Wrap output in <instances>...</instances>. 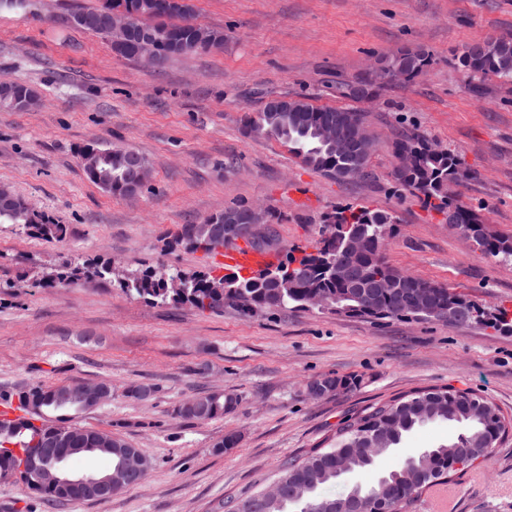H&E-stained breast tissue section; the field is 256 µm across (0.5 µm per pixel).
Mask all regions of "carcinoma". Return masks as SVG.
Segmentation results:
<instances>
[{
	"mask_svg": "<svg viewBox=\"0 0 512 512\" xmlns=\"http://www.w3.org/2000/svg\"><path fill=\"white\" fill-rule=\"evenodd\" d=\"M152 2L154 0H102L96 8L74 12L72 23L80 30L103 35V29L81 24L78 16L123 11L136 25L153 33L149 42L132 39L126 43L119 54L129 59L156 52L167 62L180 56L209 52L224 43L223 35L217 31L212 43L187 39L185 24L193 19L188 0L183 10L176 13L155 10ZM174 41L183 42V46L168 49ZM457 60L459 67L469 75H494L511 81L512 36L466 45ZM430 62L431 55L425 51L399 53L386 61L379 79L397 73L411 78L423 72ZM275 103L277 100L273 99L261 111L247 116L249 133L281 141L304 165L338 182L369 175L371 154L358 155L336 141V117L343 115L366 130L369 146H374L365 113L317 108L300 99H286L285 106L279 109L274 107ZM395 149L400 157V165L394 173L398 185L415 192L426 209L452 214L455 230L471 238L482 254L502 263H512V237L491 232L473 211L447 196L448 183L467 176L458 152L431 143L418 134L400 139L395 143ZM82 152L97 154V165L85 170V174L99 189L112 196L133 195L139 182V168L149 167L143 155L126 147L89 143ZM245 212L246 207L238 205L212 214L202 223L192 225L193 238L185 240L184 232H179L175 244L211 254L226 244L220 239V232L229 224L243 223ZM324 223L327 233L314 252L290 250L284 262L250 276H242L237 271L224 274L212 270L185 272L164 265L117 275L110 271V262L92 259L56 266L45 278V283L52 288H62L79 280L87 283L107 281L152 305L187 304L210 313H222L224 308L231 307L246 320L257 306L305 308L313 295L327 297L331 311L350 317L431 320L435 318L434 314L418 312L409 305L414 289L427 288L432 293V306L441 310L448 309L450 304L465 307L472 312L470 324L512 332L509 310L481 306L465 294L390 265L384 256L385 241L394 223L389 212L368 206L345 207L327 215ZM0 224H15L32 235L45 238H62L67 233L65 225L55 224L48 217L30 210L18 196L7 206L0 204ZM356 238L364 244L354 250L351 241ZM345 257L360 270V277L355 281L336 274V262ZM174 276L181 277L184 282V288L178 292L169 288V281ZM361 292L377 298L375 311L360 308ZM313 381L323 385L328 394L351 393L360 388L363 378L327 373ZM15 403L24 412L23 416L17 419L0 417V480L20 482L55 502L88 500L81 491L63 492L58 486L41 483L29 474L23 463L34 448H47L52 452L44 457L47 463L59 455L64 456L65 470L72 476L77 474L76 468L82 461L98 458L107 460L112 476L119 477L116 472L121 459L119 450L130 447V444L120 436L95 434L69 424L71 413L85 408L84 401L72 391L71 385L38 383L0 391L1 406ZM238 403L239 397L234 393L203 392L181 402L177 416L188 422H203L224 416ZM431 423L453 424L458 433L447 443L402 458L398 466L388 471L394 487L381 512H410L415 498L436 485L447 484L448 476L455 473L448 469V449L453 448L458 453L479 451L488 460L493 447L490 440L502 438L506 429L512 428V421L505 418L496 404L469 391L431 388L376 402L337 426L322 446L311 450L304 458H290L283 463L278 477L281 486L289 492L307 485L311 487L309 496L295 504L288 503L285 497L276 505L261 508V494L254 493L237 503L233 512H306L310 501L334 503L336 498H323L319 490L337 481L336 457H344L355 472L365 470L375 462L352 453V449L384 448L389 452L399 447L413 430Z\"/></svg>",
	"mask_w": 512,
	"mask_h": 512,
	"instance_id": "obj_1",
	"label": "carcinoma"
}]
</instances>
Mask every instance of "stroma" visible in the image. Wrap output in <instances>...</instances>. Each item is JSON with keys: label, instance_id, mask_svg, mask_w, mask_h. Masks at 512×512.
<instances>
[{"label": "stroma", "instance_id": "obj_1", "mask_svg": "<svg viewBox=\"0 0 512 512\" xmlns=\"http://www.w3.org/2000/svg\"><path fill=\"white\" fill-rule=\"evenodd\" d=\"M191 3L197 23L223 32V48L156 69L72 26V13L99 0L0 11V78L38 95L31 108L0 109V185L67 227L64 238L47 240L0 224V391L110 382L111 401L74 423L122 436L151 463L141 484L104 502L58 505L2 480L0 512H229L367 404L419 388L470 390L512 417L511 332L315 308L244 320L230 307L151 305L107 282L44 284L47 268L93 257L125 270L203 269L212 258L173 236L228 206L264 208L281 254L313 249L336 207L371 206L395 219L386 245L393 266L512 310V264L482 255L415 193L395 190L392 147L415 132L459 151L469 174L453 185L455 199L492 232L512 236V82L471 78L456 64L464 45L512 35V0ZM400 49L429 51L432 62L418 77L374 84L363 100L333 92L336 80L370 78ZM284 97L365 112L377 138L369 177L337 182L280 141L247 136L246 114ZM91 142L145 155L151 179L142 192L114 197L91 183L80 160ZM325 373L363 383L352 394L307 398V381ZM134 384L156 391L134 400L126 394ZM211 390L237 394L238 406L204 423L177 416L181 401ZM229 433L236 448L215 451ZM456 435L445 423L416 429L355 478L375 483L400 456ZM435 507L512 512V432L489 461L423 494L413 512Z\"/></svg>", "mask_w": 512, "mask_h": 512}]
</instances>
